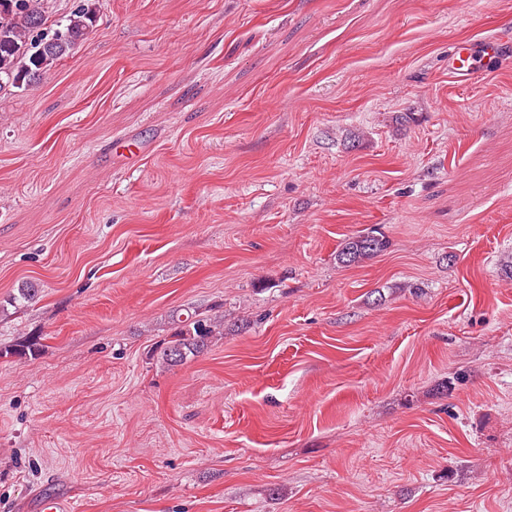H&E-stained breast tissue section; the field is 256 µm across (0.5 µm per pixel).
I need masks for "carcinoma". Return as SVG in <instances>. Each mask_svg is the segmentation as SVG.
I'll return each mask as SVG.
<instances>
[{"label": "carcinoma", "instance_id": "cac0c4a2", "mask_svg": "<svg viewBox=\"0 0 512 512\" xmlns=\"http://www.w3.org/2000/svg\"><path fill=\"white\" fill-rule=\"evenodd\" d=\"M47 0H0V89L20 88L43 78L87 38L97 18V0H79L64 20L47 14ZM389 246L375 230L361 231L341 243L336 257L351 266L370 260ZM173 339L160 348L163 363L174 366L212 343L217 324L188 315L174 320Z\"/></svg>", "mask_w": 512, "mask_h": 512}]
</instances>
